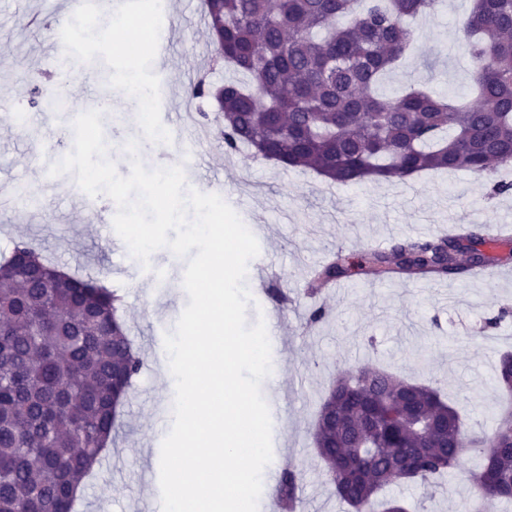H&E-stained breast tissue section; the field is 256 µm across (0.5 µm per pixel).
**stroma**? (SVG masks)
<instances>
[{
	"label": "stroma",
	"mask_w": 512,
	"mask_h": 512,
	"mask_svg": "<svg viewBox=\"0 0 512 512\" xmlns=\"http://www.w3.org/2000/svg\"><path fill=\"white\" fill-rule=\"evenodd\" d=\"M122 3L109 0L93 21L71 6V42L51 58L44 45L56 24L53 4L0 0V196L30 189L38 195L34 204L0 210V251L24 237L46 248L61 266L119 289L129 334L144 359L108 461L89 479L78 512H162L160 450L171 427L175 391L165 374L164 336L173 332L189 302L182 285L187 263L161 249L152 254L150 269H143L112 224L72 213L70 198L80 192L74 176L52 177L48 169L57 153L73 147L64 132L79 105L25 126L10 104L50 72L70 74L71 84L83 86L85 98L101 100L130 76L154 79L150 57L134 52L130 42L114 40L112 11ZM470 8L471 0H448L446 9L423 20L411 55L382 81L380 92L393 94L416 84L453 101L475 103L469 60L459 41ZM200 13V0H171L159 20L174 48L170 78L180 92L187 89V73L218 86L226 77L224 68L197 55L209 44L207 26L196 22ZM102 123L108 156L120 175L131 169L124 149L128 134L138 140L141 161L149 162L157 139L140 110H104ZM201 154L212 161L211 193L239 215L259 243L260 252L248 265L246 285L253 301L247 321L276 318L284 336L271 348L280 360L277 376L261 384L263 395L278 391L282 404L280 418L272 422L278 451L264 473L278 479L288 470L298 475L299 512H351L326 482L311 435L322 396L348 366L373 363L411 380L436 383L465 422H479L486 430L494 426L508 404L494 376L499 357L512 353V238L486 250L488 266L497 271L493 278L379 281L356 270L313 299L305 295L303 283L336 250L356 260L379 243L392 246L417 237L421 224L512 225V193L490 192L492 182L512 180V171H495L483 183L464 171H426L397 181L342 186L309 170L253 158L245 149L225 155L210 135ZM63 222L69 223V233H61ZM283 288L288 301L281 304L275 295ZM320 306L328 309L327 319L308 324L310 312ZM480 462L475 452L465 453L459 468L445 477L444 489L431 495L407 484L392 491L419 512H470L478 500L467 474Z\"/></svg>",
	"instance_id": "obj_1"
}]
</instances>
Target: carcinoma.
Instances as JSON below:
<instances>
[{
	"mask_svg": "<svg viewBox=\"0 0 512 512\" xmlns=\"http://www.w3.org/2000/svg\"><path fill=\"white\" fill-rule=\"evenodd\" d=\"M442 0H203L212 44L233 76L223 88L199 80L192 99H214L224 153L243 147L338 185L463 169L484 181L512 164V0H472L461 31L474 105L413 86L378 92L411 51L412 23ZM489 226L453 237L408 239L342 252L314 269L319 294L357 266L379 278L463 276L487 262ZM472 253L468 263L458 255ZM143 358L129 336L123 297L97 278L65 271L19 240L0 253V512H75L78 490L112 443ZM497 386L512 392V353ZM314 446L336 497L362 512H408L401 483L428 490L469 450L478 499L512 501V409L494 428L467 430L430 385L355 366L339 373L313 424ZM275 505L295 512L299 478L282 476Z\"/></svg>",
	"mask_w": 512,
	"mask_h": 512,
	"instance_id": "carcinoma-1",
	"label": "carcinoma"
}]
</instances>
